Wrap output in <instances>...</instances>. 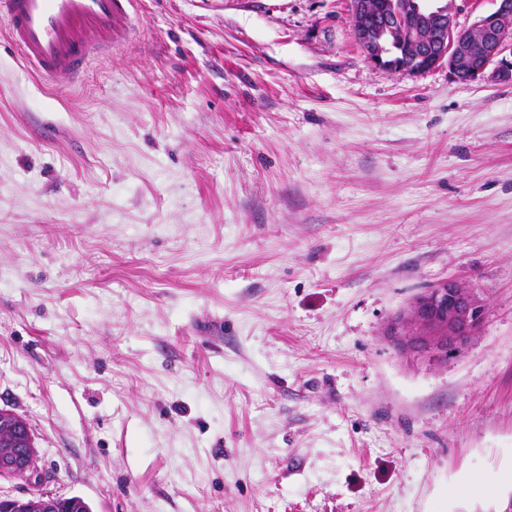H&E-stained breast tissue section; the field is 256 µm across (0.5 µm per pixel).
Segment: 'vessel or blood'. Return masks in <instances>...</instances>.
<instances>
[{"instance_id":"b4317fda","label":"vessel or blood","mask_w":512,"mask_h":512,"mask_svg":"<svg viewBox=\"0 0 512 512\" xmlns=\"http://www.w3.org/2000/svg\"><path fill=\"white\" fill-rule=\"evenodd\" d=\"M133 2L0 0V25L31 72L66 89L84 79L96 56L126 42Z\"/></svg>"}]
</instances>
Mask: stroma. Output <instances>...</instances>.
I'll return each mask as SVG.
<instances>
[{
  "mask_svg": "<svg viewBox=\"0 0 512 512\" xmlns=\"http://www.w3.org/2000/svg\"><path fill=\"white\" fill-rule=\"evenodd\" d=\"M59 90L0 37V409L91 512H501L512 84L363 56L350 0H137ZM484 292L445 366L382 334Z\"/></svg>",
  "mask_w": 512,
  "mask_h": 512,
  "instance_id": "stroma-1",
  "label": "stroma"
}]
</instances>
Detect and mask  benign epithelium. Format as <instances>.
Here are the masks:
<instances>
[{"mask_svg": "<svg viewBox=\"0 0 512 512\" xmlns=\"http://www.w3.org/2000/svg\"><path fill=\"white\" fill-rule=\"evenodd\" d=\"M494 9L476 16L466 29L457 27L453 4L431 7L415 0H350L351 22L359 47L370 62L386 70L421 75L439 66L460 82L512 83V0H492ZM395 35L394 48L383 42ZM488 302L469 283L449 278L415 295L408 308L387 324L385 336L400 348L414 350L437 365L464 352L484 330ZM0 477L17 482L18 495L0 494V512H58V498L40 490L38 450L27 420L0 409Z\"/></svg>", "mask_w": 512, "mask_h": 512, "instance_id": "1", "label": "benign epithelium"}]
</instances>
